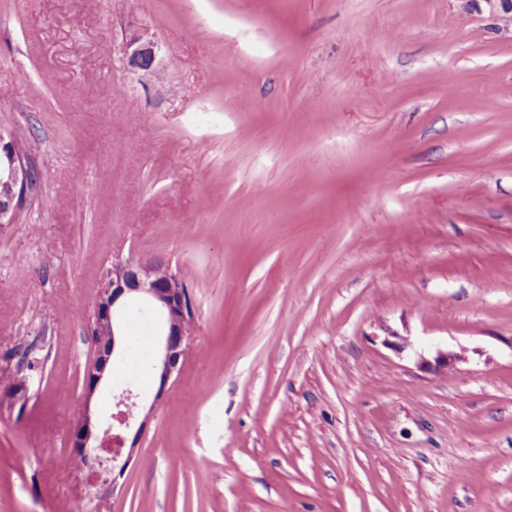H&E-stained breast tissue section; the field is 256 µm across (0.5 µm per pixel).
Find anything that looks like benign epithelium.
Segmentation results:
<instances>
[{
  "label": "benign epithelium",
  "mask_w": 512,
  "mask_h": 512,
  "mask_svg": "<svg viewBox=\"0 0 512 512\" xmlns=\"http://www.w3.org/2000/svg\"><path fill=\"white\" fill-rule=\"evenodd\" d=\"M481 1L488 5L503 27H512V0H465L466 8H476ZM126 50L131 70L153 75L162 69L148 33L132 39ZM34 182L28 155L16 146L13 133L0 132V185L8 187V191L0 194L1 225L15 222ZM132 299L149 304L158 317V340L152 366L156 388L152 396L140 400L135 429L130 416L117 411L105 422L91 409L96 393L106 384L108 366H115L125 359L127 336L120 323V314ZM194 317L187 283L177 272L165 270L160 258L138 263L116 259L112 261L110 272L101 279L87 319V330L91 334L97 326L108 325L111 337L95 342L94 357L83 373V415L69 434L70 452L85 462L82 474L88 486L94 489L95 509H101L109 500L122 494L125 472L138 457L142 434L183 370ZM460 360L461 356L455 352L440 351L432 361L421 359V367L434 374L446 373ZM0 365L19 371L11 385L0 388V407L11 413H26L36 368L17 365V356L10 348L0 351Z\"/></svg>",
  "instance_id": "obj_1"
}]
</instances>
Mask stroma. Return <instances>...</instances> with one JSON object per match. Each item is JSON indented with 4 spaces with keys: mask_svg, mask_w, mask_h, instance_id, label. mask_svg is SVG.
Listing matches in <instances>:
<instances>
[{
    "mask_svg": "<svg viewBox=\"0 0 512 512\" xmlns=\"http://www.w3.org/2000/svg\"><path fill=\"white\" fill-rule=\"evenodd\" d=\"M148 32L162 76L132 71ZM0 512L64 468L114 255L189 285L188 358L104 512H512V35L461 0H0ZM453 351L454 371L420 358ZM152 380L119 366L93 404ZM15 138V139H14ZM24 135L0 132V185L9 188L0 194V224H13L29 189L35 182L34 171L25 149ZM17 356L12 348H6L0 352V365L8 367L11 372L19 370L16 380L8 387H1L12 379V373H5L0 366V406L1 409H7L10 413L15 411L25 414L28 411L30 401V386L33 380V374L38 370L34 366L28 370L25 365H17Z\"/></svg>",
    "mask_w": 512,
    "mask_h": 512,
    "instance_id": "stroma-1",
    "label": "stroma"
}]
</instances>
